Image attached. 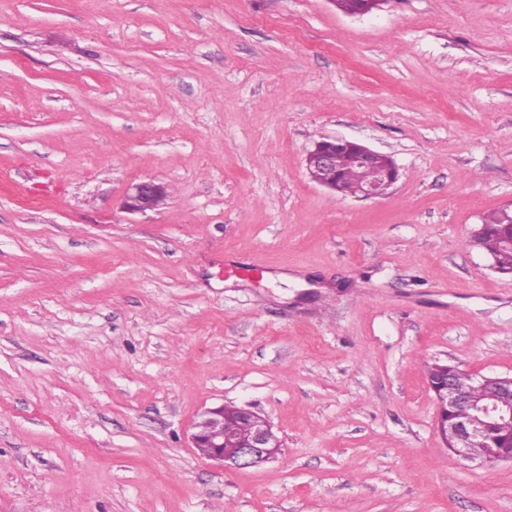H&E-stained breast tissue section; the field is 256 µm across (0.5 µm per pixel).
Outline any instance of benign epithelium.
I'll return each mask as SVG.
<instances>
[{
    "label": "benign epithelium",
    "mask_w": 512,
    "mask_h": 512,
    "mask_svg": "<svg viewBox=\"0 0 512 512\" xmlns=\"http://www.w3.org/2000/svg\"><path fill=\"white\" fill-rule=\"evenodd\" d=\"M349 143L345 138H327L315 143L306 159L310 178L333 192L339 191L335 183L323 182L316 173L333 169L337 163V150ZM382 154L361 144L358 162L371 173V178L360 185L354 197L374 199L387 194L399 178V168L381 169ZM165 197V187L153 180L134 183L128 189L123 208L130 213H145L155 209ZM460 369L448 366V378L429 383L436 400V427L448 451L479 466L512 463V447L500 448L489 443L491 429L500 422L512 421V376L471 375L472 383L488 386L493 395L484 403H471L467 391L458 387L456 374ZM468 407L464 417L456 415L457 409ZM237 418L250 425V431L235 448H224V406L209 408L200 415L194 425L191 442L195 448H209L208 459L224 468L258 467L276 459L281 442L270 423L261 419L250 407H235ZM484 449L475 456L472 449Z\"/></svg>",
    "instance_id": "7a95c632"
}]
</instances>
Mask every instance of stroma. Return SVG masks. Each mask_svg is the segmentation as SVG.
I'll list each match as a JSON object with an SVG mask.
<instances>
[{
  "instance_id": "1",
  "label": "stroma",
  "mask_w": 512,
  "mask_h": 512,
  "mask_svg": "<svg viewBox=\"0 0 512 512\" xmlns=\"http://www.w3.org/2000/svg\"><path fill=\"white\" fill-rule=\"evenodd\" d=\"M334 137L387 195L310 179ZM510 201L512 0H0V512H512L425 371L512 375ZM223 404L273 462L193 448ZM351 142L354 141L336 137L316 142L306 159V167L310 178L335 193L339 192V186L336 183L323 182L315 176L320 170L332 169L323 172L319 176L323 180L338 182L343 196H346L347 193H354L348 196L374 199L386 195L399 178V168H379V159L385 155L357 142L355 143L359 146L358 154L354 148L346 149L339 155L337 163L338 148ZM357 156L360 166L372 175L364 183L362 182L368 177V173L358 165ZM165 197V187L153 180L134 183L128 189L123 208L130 213H146L155 209ZM479 228L468 240L470 248L485 253L501 274L512 275V247L509 232L512 234V210L502 208L486 214ZM237 418L245 423H236L235 432L244 434L235 448H224V405L209 408L200 415L191 433L193 448L223 468L258 467L276 459L281 442L272 425L261 419L251 407H233Z\"/></svg>"
}]
</instances>
